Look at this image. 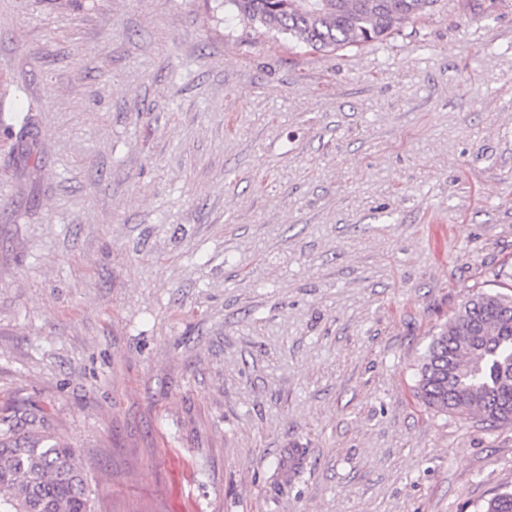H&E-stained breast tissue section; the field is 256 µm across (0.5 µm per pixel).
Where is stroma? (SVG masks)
Wrapping results in <instances>:
<instances>
[{"label": "stroma", "instance_id": "35a3bbf8", "mask_svg": "<svg viewBox=\"0 0 512 512\" xmlns=\"http://www.w3.org/2000/svg\"><path fill=\"white\" fill-rule=\"evenodd\" d=\"M83 2L0 0V399L50 412L95 512L512 491V425L416 394L433 334L512 291V0L334 53Z\"/></svg>", "mask_w": 512, "mask_h": 512}]
</instances>
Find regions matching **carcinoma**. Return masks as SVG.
<instances>
[{"mask_svg":"<svg viewBox=\"0 0 512 512\" xmlns=\"http://www.w3.org/2000/svg\"><path fill=\"white\" fill-rule=\"evenodd\" d=\"M251 25L323 52L382 40L437 0H214ZM39 106L19 128L29 133ZM417 393L429 408L491 426L512 424V294L479 292L433 336ZM0 512H94L80 454L54 436L39 406H0ZM479 512H512V491L490 497Z\"/></svg>","mask_w":512,"mask_h":512,"instance_id":"1","label":"carcinoma"}]
</instances>
